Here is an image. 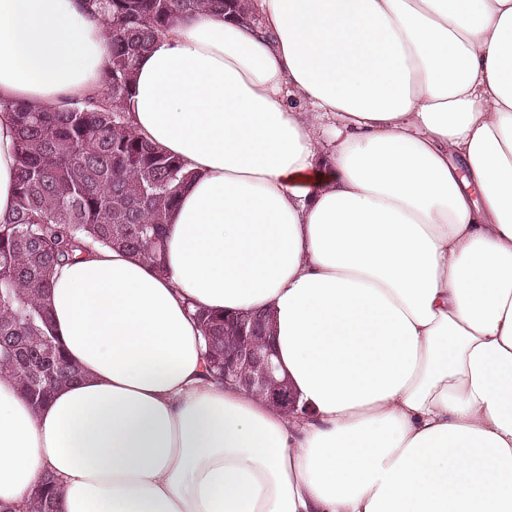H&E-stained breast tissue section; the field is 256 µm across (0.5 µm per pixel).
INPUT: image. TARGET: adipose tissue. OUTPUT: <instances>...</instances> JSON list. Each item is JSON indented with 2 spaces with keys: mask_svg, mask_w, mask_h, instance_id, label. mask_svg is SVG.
Masks as SVG:
<instances>
[{
  "mask_svg": "<svg viewBox=\"0 0 512 512\" xmlns=\"http://www.w3.org/2000/svg\"><path fill=\"white\" fill-rule=\"evenodd\" d=\"M137 62L131 122L195 177L165 274L93 247L51 288L77 382L0 375V503L512 512V0H252ZM85 0H0V101L102 89ZM16 128L0 113V219ZM266 311L300 412L208 376L195 310ZM62 491L54 475L45 472L31 491L32 512H57Z\"/></svg>",
  "mask_w": 512,
  "mask_h": 512,
  "instance_id": "1",
  "label": "adipose tissue"
}]
</instances>
